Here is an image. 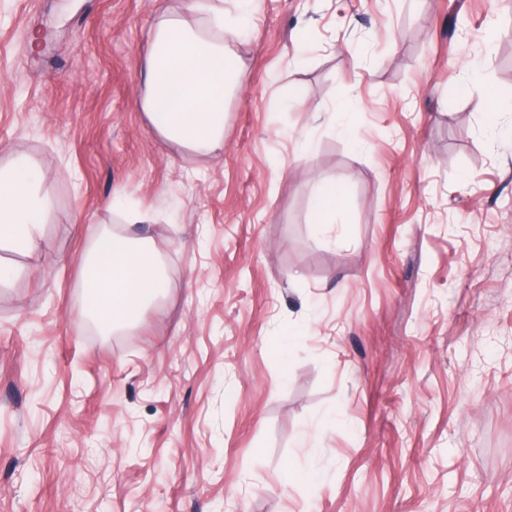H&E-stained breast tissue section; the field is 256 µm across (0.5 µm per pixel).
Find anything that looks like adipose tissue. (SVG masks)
<instances>
[{
  "instance_id": "adipose-tissue-1",
  "label": "adipose tissue",
  "mask_w": 512,
  "mask_h": 512,
  "mask_svg": "<svg viewBox=\"0 0 512 512\" xmlns=\"http://www.w3.org/2000/svg\"><path fill=\"white\" fill-rule=\"evenodd\" d=\"M249 0L234 11H216L208 0H189L186 16L161 13L145 59L141 106L149 117L166 110L157 130L166 140L195 152L224 150V98L236 84L240 62L225 34L245 30ZM194 14L207 25L191 23ZM51 201L38 189L30 163L13 158L0 166V241L20 250L36 247ZM90 318L102 329L130 325L167 286L164 263L151 239L120 229L98 233L84 264Z\"/></svg>"
}]
</instances>
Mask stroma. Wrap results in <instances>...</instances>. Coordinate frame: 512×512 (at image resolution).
<instances>
[{"mask_svg": "<svg viewBox=\"0 0 512 512\" xmlns=\"http://www.w3.org/2000/svg\"><path fill=\"white\" fill-rule=\"evenodd\" d=\"M183 11L0 0V162L52 202L0 244V512H512V0H251L217 157L140 107ZM128 210L166 294L97 332ZM343 197L342 187L334 182H322L313 197V218L315 224H334L336 207Z\"/></svg>", "mask_w": 512, "mask_h": 512, "instance_id": "1", "label": "stroma"}]
</instances>
